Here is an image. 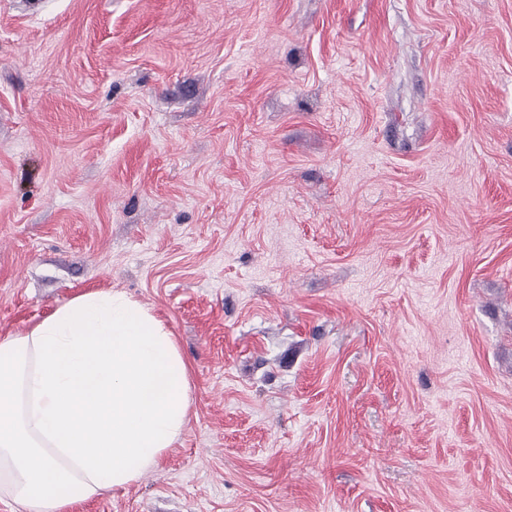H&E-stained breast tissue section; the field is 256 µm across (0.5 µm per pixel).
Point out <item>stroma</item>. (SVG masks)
I'll list each match as a JSON object with an SVG mask.
<instances>
[{"label":"stroma","instance_id":"obj_1","mask_svg":"<svg viewBox=\"0 0 512 512\" xmlns=\"http://www.w3.org/2000/svg\"><path fill=\"white\" fill-rule=\"evenodd\" d=\"M100 290L190 408L68 512H512V0H0V339Z\"/></svg>","mask_w":512,"mask_h":512}]
</instances>
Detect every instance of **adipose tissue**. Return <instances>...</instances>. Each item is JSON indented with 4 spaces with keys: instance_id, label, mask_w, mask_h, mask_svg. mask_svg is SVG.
<instances>
[{
    "instance_id": "ef3b65f1",
    "label": "adipose tissue",
    "mask_w": 512,
    "mask_h": 512,
    "mask_svg": "<svg viewBox=\"0 0 512 512\" xmlns=\"http://www.w3.org/2000/svg\"><path fill=\"white\" fill-rule=\"evenodd\" d=\"M187 370L149 308L125 294L74 297L0 340V486L25 512L137 481L181 434Z\"/></svg>"
}]
</instances>
